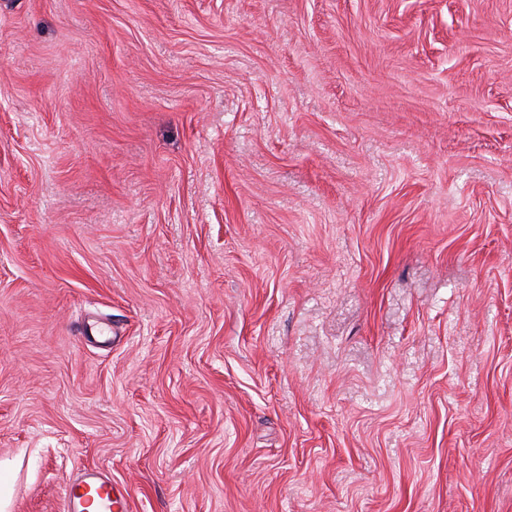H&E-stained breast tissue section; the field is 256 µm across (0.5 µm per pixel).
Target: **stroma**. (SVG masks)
<instances>
[{"mask_svg":"<svg viewBox=\"0 0 512 512\" xmlns=\"http://www.w3.org/2000/svg\"><path fill=\"white\" fill-rule=\"evenodd\" d=\"M512 512V0H0V512ZM112 481L96 473H87L80 479L69 482L64 500L65 512L89 511V505L96 503L92 512H112L116 504Z\"/></svg>","mask_w":512,"mask_h":512,"instance_id":"35a3bbf8","label":"stroma"}]
</instances>
